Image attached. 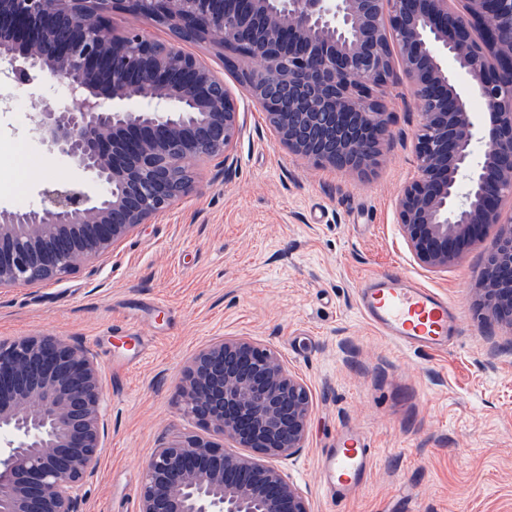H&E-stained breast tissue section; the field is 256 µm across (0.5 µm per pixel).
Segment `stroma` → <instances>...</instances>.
Masks as SVG:
<instances>
[{
  "label": "stroma",
  "instance_id": "35a3bbf8",
  "mask_svg": "<svg viewBox=\"0 0 512 512\" xmlns=\"http://www.w3.org/2000/svg\"><path fill=\"white\" fill-rule=\"evenodd\" d=\"M182 48L236 100L233 166H195L194 191L108 257L57 281L0 288V342L58 336L99 365L107 435L82 512H139L156 448L214 441L184 414L179 385L220 337L271 345L308 388L304 449L280 466L311 512H512V338L478 304L484 248L434 271L397 223L420 122L408 82L388 86L393 141L360 174L289 154L212 43ZM55 85L0 90V206L34 208L44 182H83L25 133L27 112L53 105ZM392 266L455 307L461 332L448 351L402 350L360 315L362 281ZM347 428L370 438L374 460L365 484L336 502L321 490L322 462Z\"/></svg>",
  "mask_w": 512,
  "mask_h": 512
}]
</instances>
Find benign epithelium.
Returning <instances> with one entry per match:
<instances>
[{"label": "benign epithelium", "instance_id": "1", "mask_svg": "<svg viewBox=\"0 0 512 512\" xmlns=\"http://www.w3.org/2000/svg\"><path fill=\"white\" fill-rule=\"evenodd\" d=\"M116 10L247 59L242 83L280 146L366 173L391 139L383 89L404 75L422 122L397 202L415 259L441 271L498 225L479 297L512 334V0H0V74L47 75L68 102L27 133L90 179L48 183L41 205L0 207V288L59 280L195 189L189 163L234 162L231 91L142 28L106 35ZM490 115L475 121L470 96ZM184 411L224 446L174 439L144 467L139 512H310L276 465L304 447L305 384L272 348L217 338L184 367ZM100 371L46 335L0 342V512H81L105 436Z\"/></svg>", "mask_w": 512, "mask_h": 512}]
</instances>
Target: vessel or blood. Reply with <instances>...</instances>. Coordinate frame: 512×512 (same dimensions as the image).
<instances>
[{
    "mask_svg": "<svg viewBox=\"0 0 512 512\" xmlns=\"http://www.w3.org/2000/svg\"><path fill=\"white\" fill-rule=\"evenodd\" d=\"M358 308L385 338L408 351L447 350L458 333V315L447 298L396 269L363 281ZM373 456L369 439L348 432L324 457L331 478L322 485L330 499L344 498L364 483Z\"/></svg>",
    "mask_w": 512,
    "mask_h": 512,
    "instance_id": "vessel-or-blood-1",
    "label": "vessel or blood"
}]
</instances>
